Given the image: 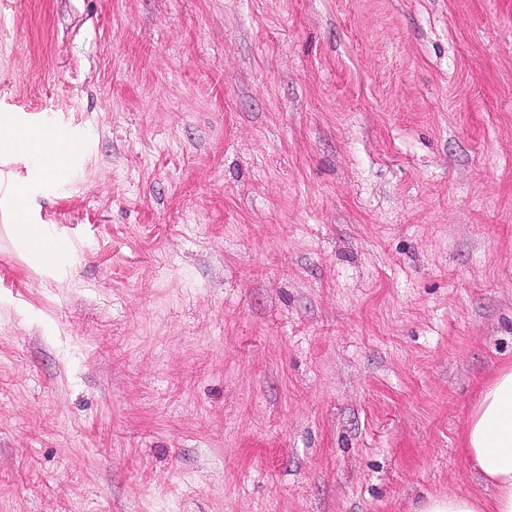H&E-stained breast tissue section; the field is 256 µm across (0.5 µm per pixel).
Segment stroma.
Returning <instances> with one entry per match:
<instances>
[{"label":"stroma","instance_id":"obj_1","mask_svg":"<svg viewBox=\"0 0 512 512\" xmlns=\"http://www.w3.org/2000/svg\"><path fill=\"white\" fill-rule=\"evenodd\" d=\"M1 122L79 147L0 148V512L483 491L512 0H0Z\"/></svg>","mask_w":512,"mask_h":512}]
</instances>
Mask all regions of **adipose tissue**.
<instances>
[{
    "label": "adipose tissue",
    "mask_w": 512,
    "mask_h": 512,
    "mask_svg": "<svg viewBox=\"0 0 512 512\" xmlns=\"http://www.w3.org/2000/svg\"><path fill=\"white\" fill-rule=\"evenodd\" d=\"M461 453L492 486V497L451 491L427 497L419 512H512V368L501 370L482 390Z\"/></svg>",
    "instance_id": "ef3b65f1"
}]
</instances>
